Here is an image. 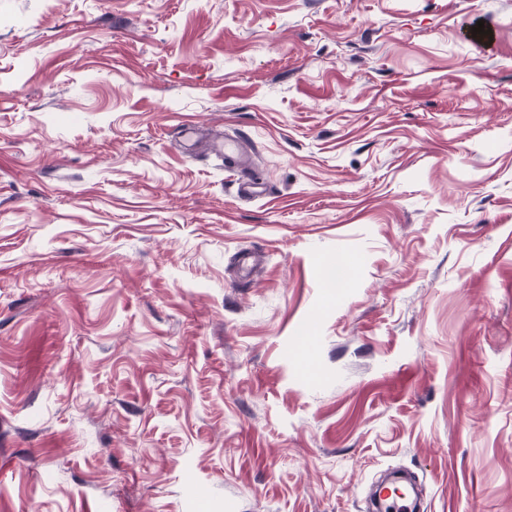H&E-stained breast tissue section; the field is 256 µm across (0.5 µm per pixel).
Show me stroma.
<instances>
[{"mask_svg": "<svg viewBox=\"0 0 512 512\" xmlns=\"http://www.w3.org/2000/svg\"><path fill=\"white\" fill-rule=\"evenodd\" d=\"M395 470L512 512V0H0V512Z\"/></svg>", "mask_w": 512, "mask_h": 512, "instance_id": "stroma-1", "label": "stroma"}]
</instances>
